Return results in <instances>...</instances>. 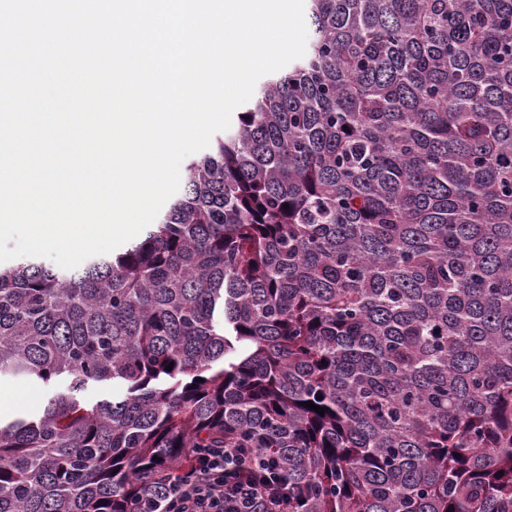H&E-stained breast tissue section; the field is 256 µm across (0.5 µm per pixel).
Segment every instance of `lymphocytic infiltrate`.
<instances>
[{"instance_id": "obj_1", "label": "lymphocytic infiltrate", "mask_w": 512, "mask_h": 512, "mask_svg": "<svg viewBox=\"0 0 512 512\" xmlns=\"http://www.w3.org/2000/svg\"><path fill=\"white\" fill-rule=\"evenodd\" d=\"M130 512H288V485L247 448H203L193 467L141 495Z\"/></svg>"}]
</instances>
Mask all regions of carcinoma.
<instances>
[{"label": "carcinoma", "instance_id": "obj_1", "mask_svg": "<svg viewBox=\"0 0 512 512\" xmlns=\"http://www.w3.org/2000/svg\"><path fill=\"white\" fill-rule=\"evenodd\" d=\"M308 18L139 241L0 269V377L67 382L0 419V512H129L195 448L289 512H512V0ZM125 393V389L118 383H91L87 389L81 393V398L87 403H95L101 399L121 398Z\"/></svg>", "mask_w": 512, "mask_h": 512}]
</instances>
